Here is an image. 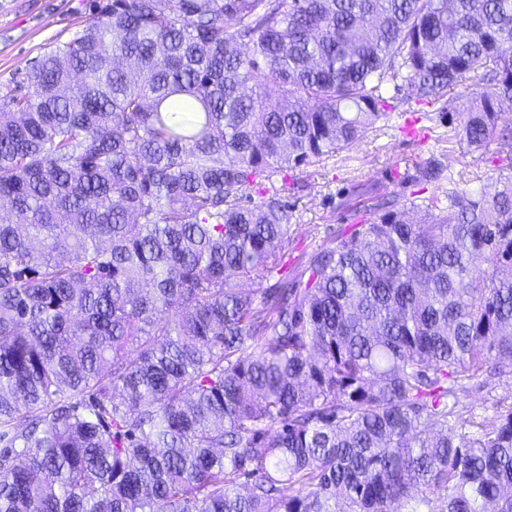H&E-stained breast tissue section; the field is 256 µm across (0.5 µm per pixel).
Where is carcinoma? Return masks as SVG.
Instances as JSON below:
<instances>
[{"mask_svg":"<svg viewBox=\"0 0 512 512\" xmlns=\"http://www.w3.org/2000/svg\"><path fill=\"white\" fill-rule=\"evenodd\" d=\"M89 11L0 92V512H512V406L461 402L512 367V174L433 155L419 220L394 197L241 285L288 243L262 182L362 141L388 85L512 162V0Z\"/></svg>","mask_w":512,"mask_h":512,"instance_id":"cac0c4a2","label":"carcinoma"}]
</instances>
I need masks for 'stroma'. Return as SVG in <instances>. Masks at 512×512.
I'll return each instance as SVG.
<instances>
[{"mask_svg": "<svg viewBox=\"0 0 512 512\" xmlns=\"http://www.w3.org/2000/svg\"><path fill=\"white\" fill-rule=\"evenodd\" d=\"M88 18L87 0H0V92L20 82L31 61L71 38ZM431 113L427 105L412 111L396 105L357 145L295 172L301 188L288 195L283 273L297 276L308 256L328 245L330 235H347L356 225L373 222L381 199L395 196L410 206L438 195L437 186L410 178L413 164L432 154H445L462 186L489 193L499 189L503 169L492 153L468 151L449 138L446 127L431 121ZM407 121L415 122L420 136L400 133ZM462 400L474 414H493L497 406L512 403V374L490 389L470 387Z\"/></svg>", "mask_w": 512, "mask_h": 512, "instance_id": "stroma-1", "label": "stroma"}]
</instances>
